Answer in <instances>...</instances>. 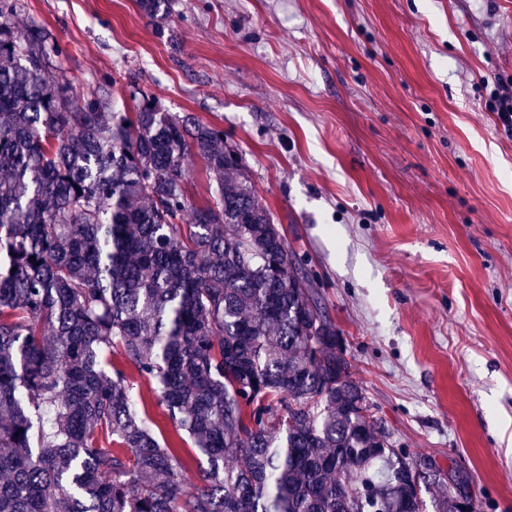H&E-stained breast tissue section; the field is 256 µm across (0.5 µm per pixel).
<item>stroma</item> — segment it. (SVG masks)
Segmentation results:
<instances>
[{
  "label": "stroma",
  "mask_w": 512,
  "mask_h": 512,
  "mask_svg": "<svg viewBox=\"0 0 512 512\" xmlns=\"http://www.w3.org/2000/svg\"><path fill=\"white\" fill-rule=\"evenodd\" d=\"M76 97L129 87L218 126L304 259L394 447L512 512V0H25ZM142 417L178 441L124 364ZM490 87L486 105L495 112L498 125L508 135H512V75L497 76Z\"/></svg>",
  "instance_id": "obj_1"
}]
</instances>
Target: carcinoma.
Listing matches in <instances>:
<instances>
[{"label":"carcinoma","mask_w":512,"mask_h":512,"mask_svg":"<svg viewBox=\"0 0 512 512\" xmlns=\"http://www.w3.org/2000/svg\"><path fill=\"white\" fill-rule=\"evenodd\" d=\"M169 0H139L149 17ZM0 0V512H454L350 378L224 130L99 87ZM194 154L214 186L185 189ZM35 260H30V257ZM120 355L206 460L140 416Z\"/></svg>","instance_id":"1"}]
</instances>
